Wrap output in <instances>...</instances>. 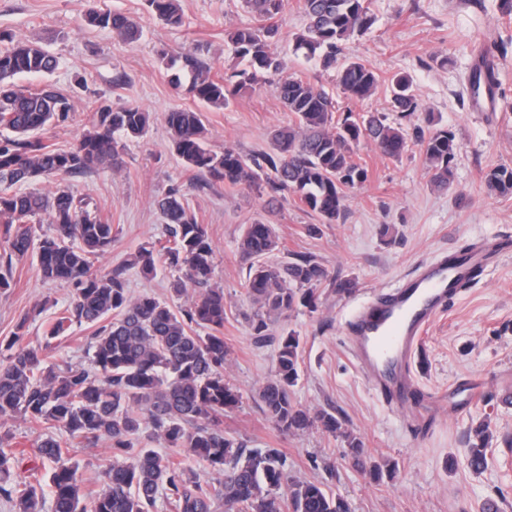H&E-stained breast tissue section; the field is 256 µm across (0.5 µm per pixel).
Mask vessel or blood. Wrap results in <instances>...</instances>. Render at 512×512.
I'll list each match as a JSON object with an SVG mask.
<instances>
[{
  "instance_id": "obj_1",
  "label": "vessel or blood",
  "mask_w": 512,
  "mask_h": 512,
  "mask_svg": "<svg viewBox=\"0 0 512 512\" xmlns=\"http://www.w3.org/2000/svg\"><path fill=\"white\" fill-rule=\"evenodd\" d=\"M511 248L505 240L478 243L466 261L454 265L440 256L362 306L346 327L347 346L377 396L398 411L434 407L437 396L419 394L414 375L426 330L466 284L473 268Z\"/></svg>"
}]
</instances>
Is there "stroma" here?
I'll return each instance as SVG.
<instances>
[{
	"mask_svg": "<svg viewBox=\"0 0 512 512\" xmlns=\"http://www.w3.org/2000/svg\"><path fill=\"white\" fill-rule=\"evenodd\" d=\"M104 7L129 14L142 34L125 43L110 30L83 21L85 0H0V30L16 38L40 39L59 59L49 81L71 97L73 120L42 131L46 143L69 147L90 126L91 105H136L151 112L144 137L127 142L119 168L64 178L77 197L90 203L113 227L112 247L97 259L98 273L125 265L138 246L162 238L164 218L157 202L171 190L185 194L201 223L207 224L215 251L213 282L224 290L228 318L224 375L240 394L237 408L224 414L225 433L247 448H276L287 458L292 479L324 483L345 497L352 512H512V252L463 287L426 334L416 383L439 393L431 415L398 413L368 387L347 350L346 324L374 295L395 287L418 264L462 254L477 240L512 238V195L489 192L483 176L512 168V15L501 0H372L371 30L341 45L340 56L359 59L381 77L369 99L353 111L389 112L388 79L405 74L413 81L419 107L405 128L411 142L400 159L383 156L368 141L356 159L368 170L362 185L348 190L343 216L321 223L293 193L268 195L247 185L196 180L170 144L167 112L194 101L169 82L162 54L192 51L221 74L237 60L226 31L254 24L242 0H181L184 23L158 22L145 0H101ZM271 44L285 74L298 75L336 92L335 70L305 61L293 38L307 27L302 0H286ZM504 43L494 64L499 82L495 102L474 104L464 80L480 54ZM447 58L446 67L436 64ZM207 143L216 152L231 146L245 155L270 150V131L292 122L281 104L274 78L234 96L224 108L203 109ZM451 131L460 146L447 189H436L426 168L422 141L431 126ZM274 225L279 247L271 259L311 255L328 271L315 311L301 308L271 317L264 339L247 322L256 307L246 293L248 261L237 249L245 225ZM177 271L159 265L155 277L128 268L132 297L149 295L173 306L189 304L195 290H170ZM13 286L0 290V339L23 331L25 340H43V327L72 299V285L44 280L34 257L13 262ZM351 290L336 292L335 282ZM300 339L299 379L294 401L305 409H324L341 418L346 433L364 444L361 458L346 452L343 436L320 426L282 431L267 413L259 390L277 370L279 339ZM92 328L73 327L47 353L51 362L89 364ZM486 423L491 434L484 467L470 464L469 429ZM67 458L77 466L83 487L93 486L112 458L108 441L68 442ZM392 464V475L372 482V464Z\"/></svg>",
	"mask_w": 512,
	"mask_h": 512,
	"instance_id": "obj_1",
	"label": "stroma"
}]
</instances>
